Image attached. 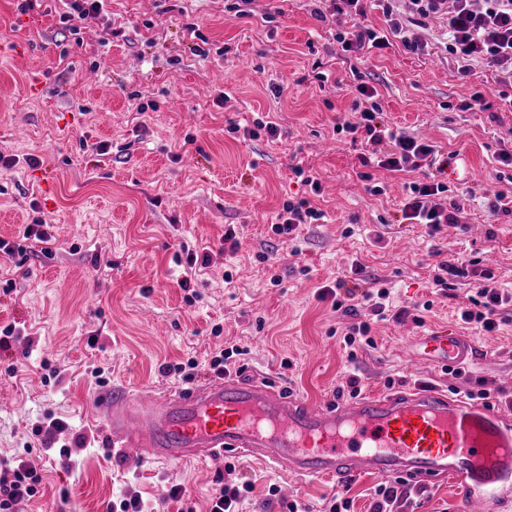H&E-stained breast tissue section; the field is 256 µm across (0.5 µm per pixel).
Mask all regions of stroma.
<instances>
[{"mask_svg": "<svg viewBox=\"0 0 512 512\" xmlns=\"http://www.w3.org/2000/svg\"><path fill=\"white\" fill-rule=\"evenodd\" d=\"M226 0H105L100 14L73 32L61 24L62 0H38L18 11L0 0V239L18 240L26 224H52L50 255L31 242L15 267L0 257V326L15 325L0 348V462L25 459L42 477L26 512H107L113 499L139 493L147 512H207L224 465L192 459L162 462L112 443L96 396L112 390H155L172 396L186 384L213 379V352L246 349L249 378H265L314 406L337 403L336 387L357 374L362 395L430 386L455 393L487 381L491 402L512 397V320L484 332L458 313L477 280L454 289L432 283L437 259L479 260L495 285L512 291V215H492L496 192L512 194V105L501 101L498 69L480 61L461 71L446 53L444 28L412 21L423 54L400 41L377 54L343 51L338 30L348 18L316 20L310 0H253L235 16ZM206 37L196 51L189 27ZM327 82H320V75ZM376 87L392 128L432 141L458 157L467 179L449 198L470 191L459 225L429 236L402 222L404 185L424 179L363 166L361 143L335 133L348 119L356 81ZM481 98L483 109L473 108ZM276 122L275 141L229 133L230 124ZM318 178L325 217L305 224L290 242L270 226L283 202L307 196L292 172ZM371 181H363L362 173ZM382 186L372 194L369 184ZM237 227L236 252L224 249V227ZM209 248L212 263L197 270L195 303L184 300L181 246ZM360 259L367 277L386 279L395 305L420 306L418 316L373 323L374 347L349 360L339 320L319 301V286ZM431 310H423L424 302ZM448 327L477 346L462 375L434 363L411 362L422 336ZM195 360L192 381L162 375L160 366ZM60 371L40 382L42 361ZM65 420L60 439L75 442L60 456L30 435L46 413ZM236 476L255 489L240 512H284L268 483L286 489L308 512L323 496L352 499L370 512L373 475L348 483L298 477L251 457ZM180 485L183 502L167 491ZM408 512H461L458 488L436 482L413 488Z\"/></svg>", "mask_w": 512, "mask_h": 512, "instance_id": "35a3bbf8", "label": "stroma"}]
</instances>
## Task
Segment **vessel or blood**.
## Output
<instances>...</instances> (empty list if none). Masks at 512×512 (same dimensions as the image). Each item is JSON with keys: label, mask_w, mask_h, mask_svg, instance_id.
<instances>
[{"label": "vessel or blood", "mask_w": 512, "mask_h": 512, "mask_svg": "<svg viewBox=\"0 0 512 512\" xmlns=\"http://www.w3.org/2000/svg\"><path fill=\"white\" fill-rule=\"evenodd\" d=\"M474 355L464 337L439 329L422 338L413 360L454 368ZM99 413L113 441L158 460L234 453L306 477L446 479L458 487L463 512L512 507V413L433 388L313 407L266 381L225 376L168 397L106 395Z\"/></svg>", "instance_id": "1"}]
</instances>
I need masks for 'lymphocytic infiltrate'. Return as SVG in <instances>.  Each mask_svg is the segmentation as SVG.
<instances>
[{
    "label": "lymphocytic infiltrate",
    "mask_w": 512,
    "mask_h": 512,
    "mask_svg": "<svg viewBox=\"0 0 512 512\" xmlns=\"http://www.w3.org/2000/svg\"><path fill=\"white\" fill-rule=\"evenodd\" d=\"M334 12L351 19L350 28L339 31L337 41L344 51L354 49L374 52L389 47L391 38H399L405 50L421 53L426 45L411 38L404 14L421 19L442 16L446 19L445 49L460 67L470 62L483 61L490 66L512 63V0H330ZM381 10L386 30L367 24L371 10ZM352 103V119L336 124L337 132L362 133L363 141L374 155L378 166L387 170L414 171L432 167L425 180L410 182L402 201V220L427 225L431 234L459 222L460 205L448 200L447 183L442 176L448 166L447 157L440 155L432 142L392 129L386 124L383 111L375 99L377 91L367 83H358ZM309 188L308 196L286 200L271 231L281 239H290L303 224H315L323 213L316 206L322 187L317 178L305 175L303 168H295ZM482 286L462 309V322L492 332L498 329L508 308L512 294L502 293L491 284V271L481 272ZM364 268L352 262L349 273L336 282L321 286L319 300L330 301L334 312L353 314L354 303L365 300L371 305V317L349 324L343 334V343L349 351L373 346L371 323L375 320L401 321L406 309L393 306L387 287L368 288L364 285ZM41 476L24 460L15 466L0 468V512H24V505L39 491Z\"/></svg>",
    "instance_id": "f902f5d3"
}]
</instances>
